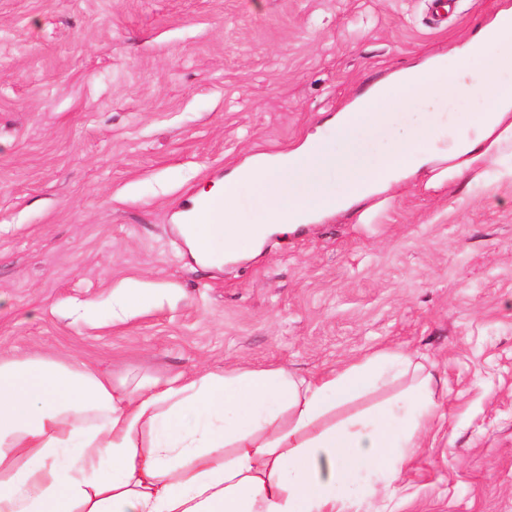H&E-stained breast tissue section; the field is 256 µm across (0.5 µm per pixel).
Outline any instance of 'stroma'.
I'll list each match as a JSON object with an SVG mask.
<instances>
[{
	"label": "stroma",
	"instance_id": "stroma-1",
	"mask_svg": "<svg viewBox=\"0 0 512 512\" xmlns=\"http://www.w3.org/2000/svg\"><path fill=\"white\" fill-rule=\"evenodd\" d=\"M0 0V352L145 377L386 347L440 408L381 500L347 512H512V156L446 162L350 210L195 260L187 201L286 152L374 83L512 0ZM145 308L95 313L118 287Z\"/></svg>",
	"mask_w": 512,
	"mask_h": 512
}]
</instances>
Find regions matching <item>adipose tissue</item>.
Listing matches in <instances>:
<instances>
[{"mask_svg":"<svg viewBox=\"0 0 512 512\" xmlns=\"http://www.w3.org/2000/svg\"><path fill=\"white\" fill-rule=\"evenodd\" d=\"M512 8L452 58L379 82L319 135L259 154L196 196L182 231L224 257L348 209L432 160L512 149ZM477 101L474 111L459 106ZM383 135L370 161L356 130ZM253 197L260 217L237 220ZM409 389L331 422L339 406L396 377ZM439 409L434 377L381 349L303 376L285 366L199 370L132 387L80 361L0 354V512H345L358 482L387 495Z\"/></svg>","mask_w":512,"mask_h":512,"instance_id":"obj_1","label":"adipose tissue"}]
</instances>
